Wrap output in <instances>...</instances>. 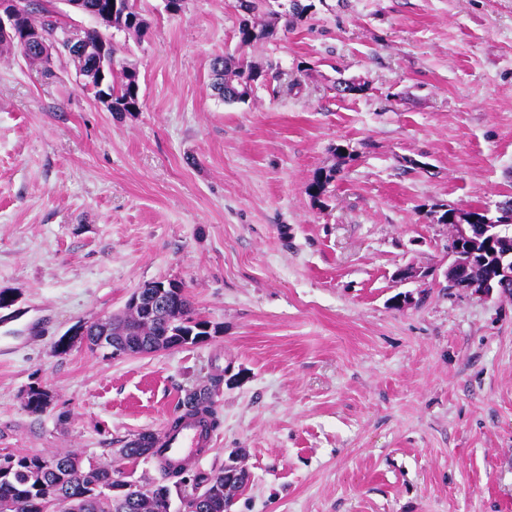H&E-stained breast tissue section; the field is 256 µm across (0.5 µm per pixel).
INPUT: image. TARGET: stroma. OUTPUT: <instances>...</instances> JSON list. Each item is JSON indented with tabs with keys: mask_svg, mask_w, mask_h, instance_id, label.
<instances>
[{
	"mask_svg": "<svg viewBox=\"0 0 512 512\" xmlns=\"http://www.w3.org/2000/svg\"><path fill=\"white\" fill-rule=\"evenodd\" d=\"M301 2L242 46L237 0H139L144 37L111 33L136 112H109L72 63L0 55V456L159 478L118 448L217 376L216 445L188 469L239 454L231 512H512V298L449 288L432 215L512 198V0ZM219 55L264 66L248 103L212 89ZM408 267L427 278L398 281ZM169 279L218 326L207 344L55 355Z\"/></svg>",
	"mask_w": 512,
	"mask_h": 512,
	"instance_id": "35a3bbf8",
	"label": "stroma"
}]
</instances>
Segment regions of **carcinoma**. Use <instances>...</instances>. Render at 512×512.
<instances>
[{
    "mask_svg": "<svg viewBox=\"0 0 512 512\" xmlns=\"http://www.w3.org/2000/svg\"><path fill=\"white\" fill-rule=\"evenodd\" d=\"M239 7L248 14L238 28L242 45H250L274 37L278 27L288 28L302 17L309 6L299 0H287L282 10L270 9L269 0H239ZM23 26L38 29L50 43L60 45L62 57L71 60L77 71L88 76L95 71L98 56L99 33L94 29L83 32L74 45L65 42L69 25L54 18L49 11L30 5L23 7ZM112 28L135 35L142 34L148 24L137 7V0H123L114 13ZM15 53L31 65L50 66L49 55L37 43L23 38L0 39V53ZM212 87L227 103H245L252 96L257 82L264 78L256 65L240 63L230 57L217 56L211 64ZM116 113L139 110V76L136 70L120 66L112 70L107 89ZM336 178V170L318 172L308 184L313 198H320ZM476 216L494 224L512 225V200L497 207V216H488V210L474 207ZM206 320L194 316L186 297L174 299L164 317H152L138 307H125L95 323V330L87 333V343L95 344L99 336L106 337L107 345H130L142 339L144 344L134 351L136 355L151 353L145 341L159 342L163 336L176 332L181 336H197L198 327ZM221 378L211 379L210 386L185 396L183 415H176L170 428L180 426L182 416L208 415L210 426L219 425L211 395ZM130 459L153 457L156 449L132 440L120 449ZM158 480L115 481V469L110 466L85 464L74 453L53 456L11 454L0 457V506L8 512H171L170 485H179L187 479V469L168 466L160 469ZM196 493L184 501V512H230L237 488H224V468L210 474L197 473L192 478Z\"/></svg>",
    "mask_w": 512,
    "mask_h": 512,
    "instance_id": "carcinoma-1",
    "label": "carcinoma"
}]
</instances>
